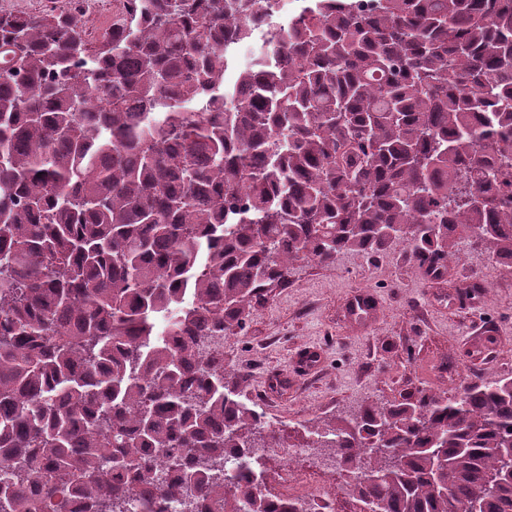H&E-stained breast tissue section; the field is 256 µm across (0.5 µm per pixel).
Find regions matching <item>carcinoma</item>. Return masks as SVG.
I'll return each instance as SVG.
<instances>
[{"mask_svg":"<svg viewBox=\"0 0 512 512\" xmlns=\"http://www.w3.org/2000/svg\"><path fill=\"white\" fill-rule=\"evenodd\" d=\"M298 2L112 0L97 46L73 5L0 14V512H297L212 342L299 261H512V0ZM311 440L357 506L512 512V376Z\"/></svg>","mask_w":512,"mask_h":512,"instance_id":"carcinoma-1","label":"carcinoma"}]
</instances>
